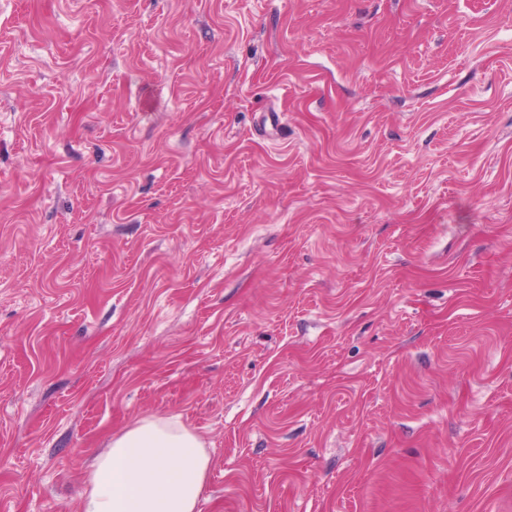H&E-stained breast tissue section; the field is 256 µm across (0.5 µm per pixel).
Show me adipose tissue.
Wrapping results in <instances>:
<instances>
[{"label":"adipose tissue","instance_id":"ef3b65f1","mask_svg":"<svg viewBox=\"0 0 512 512\" xmlns=\"http://www.w3.org/2000/svg\"><path fill=\"white\" fill-rule=\"evenodd\" d=\"M210 464L179 416L139 418L95 456L79 512H197Z\"/></svg>","mask_w":512,"mask_h":512}]
</instances>
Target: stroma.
<instances>
[{
	"label": "stroma",
	"instance_id": "obj_1",
	"mask_svg": "<svg viewBox=\"0 0 512 512\" xmlns=\"http://www.w3.org/2000/svg\"><path fill=\"white\" fill-rule=\"evenodd\" d=\"M147 415L199 512H512V0H0V512Z\"/></svg>",
	"mask_w": 512,
	"mask_h": 512
}]
</instances>
